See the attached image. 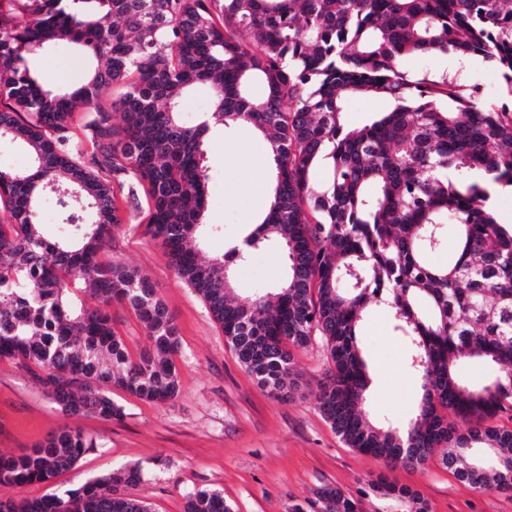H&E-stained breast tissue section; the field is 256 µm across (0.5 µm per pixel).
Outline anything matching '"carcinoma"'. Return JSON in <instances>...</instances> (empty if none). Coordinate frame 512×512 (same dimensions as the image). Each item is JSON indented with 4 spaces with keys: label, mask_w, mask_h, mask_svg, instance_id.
<instances>
[{
    "label": "carcinoma",
    "mask_w": 512,
    "mask_h": 512,
    "mask_svg": "<svg viewBox=\"0 0 512 512\" xmlns=\"http://www.w3.org/2000/svg\"><path fill=\"white\" fill-rule=\"evenodd\" d=\"M61 41L97 62L76 88L50 89L31 66ZM415 54L494 60L502 101L455 75L410 77L401 62ZM254 81L263 96L249 94ZM201 85L213 112L186 127L180 104ZM111 86L122 92L106 99ZM361 95L393 106L349 130L345 102ZM214 120L264 134L275 188L243 246L206 261L198 240ZM0 139L30 154L27 169L0 170V210L10 214L0 224V360L23 363L63 412L122 417L114 385L150 402L178 391L173 316L138 270L102 261L124 220L116 191L137 182L149 233L269 395L288 390L294 351L318 337L329 368L317 408L347 447L388 465L422 466L439 452L460 480L512 492V429L493 425L512 417V225L497 221L477 179L512 186V0H0ZM48 191L64 209L55 238L38 221ZM447 224L455 247L433 266ZM272 238L287 249V278L273 299L243 303L230 269ZM114 301L135 313L151 349L131 355L112 327ZM373 304L421 380L418 414L403 428L362 413L370 377L356 336ZM466 360L498 373L469 385L455 373ZM93 447L63 427L25 455L0 453V489L47 483ZM474 447L490 452L476 458ZM144 480L118 468L61 494H0V512H149L128 492ZM372 493L428 512L417 493L380 478L355 497L323 487L289 512H364ZM186 512L234 510L202 489Z\"/></svg>",
    "instance_id": "carcinoma-1"
}]
</instances>
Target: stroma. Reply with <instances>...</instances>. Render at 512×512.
Listing matches in <instances>:
<instances>
[{"mask_svg":"<svg viewBox=\"0 0 512 512\" xmlns=\"http://www.w3.org/2000/svg\"><path fill=\"white\" fill-rule=\"evenodd\" d=\"M32 63L54 86H77L86 76L84 61L67 43L35 54ZM266 150L265 140L250 127H214L205 144V221L218 230L202 233L203 258L224 253L263 215L272 172L252 161ZM117 205L125 220L113 230L104 258L146 275L173 314L180 338L178 392L156 403L116 386L112 398L123 406L122 418L69 416L22 365L0 361V453L26 454L62 426L97 442L72 470L49 484L13 489L14 497L60 493L126 466L144 472L146 481L135 493L150 512H185L189 494L200 489L221 491L235 512H288L321 487L353 494L361 481L379 474L419 493L430 512H512V493L473 488L440 455L419 467L391 469L346 447L316 406L328 367L322 341L296 350L297 390L278 400L271 397L238 362L203 298L178 276L148 233L143 187L118 194ZM287 267L285 250L267 242L236 267V291L244 298L266 293L282 282ZM357 345L371 376L364 412L381 425H406L416 414L421 382L408 369L405 341L383 309L368 310Z\"/></svg>","mask_w":512,"mask_h":512,"instance_id":"35a3bbf8","label":"stroma"}]
</instances>
